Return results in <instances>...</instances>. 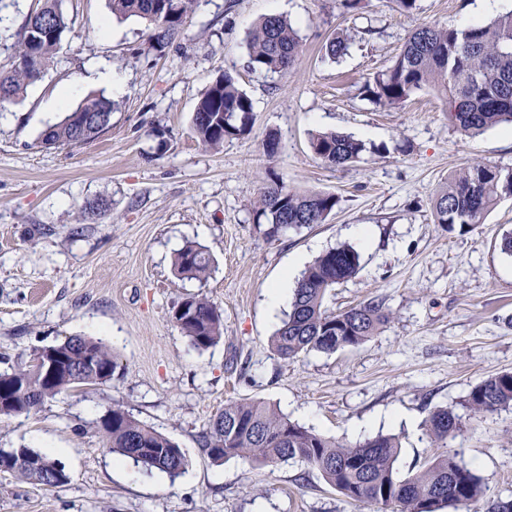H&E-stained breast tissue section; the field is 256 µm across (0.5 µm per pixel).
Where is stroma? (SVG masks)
<instances>
[{
  "mask_svg": "<svg viewBox=\"0 0 512 512\" xmlns=\"http://www.w3.org/2000/svg\"><path fill=\"white\" fill-rule=\"evenodd\" d=\"M198 0L180 34L153 48L144 22L113 18L108 0H62L68 28L55 61L23 97L0 105V371L71 335L102 339L118 357L111 381L80 387L29 417L0 419V449L26 445L58 459L70 479L45 488L0 472V512H393L357 504L317 470L288 462H214L200 435L230 400H263L292 421L344 444L395 435L399 473L435 448L424 422L460 408L471 386L512 371V198L465 232L436 224V191L469 164L512 167V129L458 132L448 105L424 88L397 107L362 93L422 25L464 28L512 12V0ZM42 0H0V62ZM288 17L303 53L290 72L251 69L247 40L259 19ZM349 38L333 62L322 47ZM108 66L119 89L92 81ZM233 74L253 102L248 136L209 150L191 118L213 79ZM85 81L52 102L75 76ZM112 100L98 139L47 148L40 135L87 97ZM336 130L372 146L334 170L312 153L309 134ZM276 135L267 156L263 142ZM280 179L329 192L340 204L324 223L267 240L253 221L262 187ZM96 202L101 213L84 218ZM213 258L207 281L179 279L173 255L185 242ZM360 269L326 299L340 310L383 298L389 323L356 347L279 358L271 338L289 309L269 289L284 272L300 278L341 244ZM204 294L224 310V337L199 351L173 324L174 304ZM184 451L169 479L120 461L97 421L112 404ZM445 452L480 478L486 499H512V407L464 415Z\"/></svg>",
  "mask_w": 512,
  "mask_h": 512,
  "instance_id": "obj_1",
  "label": "stroma"
}]
</instances>
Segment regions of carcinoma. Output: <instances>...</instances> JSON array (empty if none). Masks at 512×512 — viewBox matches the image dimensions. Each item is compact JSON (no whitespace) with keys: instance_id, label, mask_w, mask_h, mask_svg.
Here are the masks:
<instances>
[{"instance_id":"cac0c4a2","label":"carcinoma","mask_w":512,"mask_h":512,"mask_svg":"<svg viewBox=\"0 0 512 512\" xmlns=\"http://www.w3.org/2000/svg\"><path fill=\"white\" fill-rule=\"evenodd\" d=\"M197 0H109L118 19L138 17L156 47L179 32L194 11ZM67 29L59 0H44L27 17L14 47L12 64L0 68V103L19 98L41 77L54 58ZM348 37L338 32L324 45V55L339 61L348 52ZM249 64L269 73L291 70L303 52L297 31L284 17L262 19L248 42ZM425 87L437 90L448 104V119L464 135H477L501 125H512V12L466 28L422 26L411 31L388 69L364 84L375 104L399 106ZM112 100L86 98L60 122L46 128L41 143L65 148L89 143L107 127L76 129L84 118L112 113ZM253 103L233 76L218 77L198 102L192 128L202 146L217 150L224 141L238 139L252 129ZM310 147L322 164L343 169L372 151L360 140L337 131L311 134ZM512 197V169L475 162L452 176L437 192L432 209L435 222L452 231L479 223L500 200ZM339 204L330 193L301 192L273 180L260 192L254 208L255 222L264 226L269 241L290 230L322 224ZM180 278L203 281L211 271V258L202 246L187 242L173 258ZM357 250L341 244L319 256L303 273L293 291L288 313L272 338L273 351L283 360L310 352L334 353L358 346L376 335L390 319L384 300L374 297L341 311L325 307L327 295L359 270ZM172 322L199 351L215 346L224 335L220 305L204 295L184 298L172 309ZM56 365L41 371L37 349L18 357L15 366L0 372V419L28 417L58 395L112 380L118 368L116 355L102 340L68 336L53 345ZM512 405V372H502L472 386L463 407L476 415ZM462 416L448 407L433 410L426 420L435 444L461 429ZM98 433L109 451L129 459L150 474L157 470L179 477L187 460L169 437L137 420L115 404L100 418ZM203 447L216 462L247 458L261 464L301 462L317 470L342 496L364 505H396L400 512H439L449 505H467L483 496L480 478L449 454H438L404 477L394 469L398 441L377 435L347 445L299 425L263 401H230L203 431ZM12 459L7 472L46 487L69 481L64 466L30 447L0 449Z\"/></svg>"}]
</instances>
